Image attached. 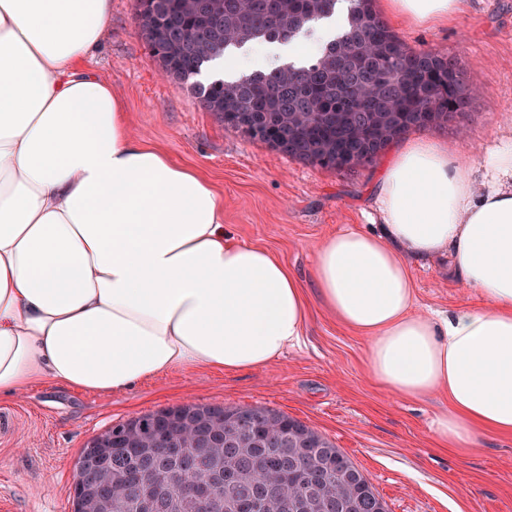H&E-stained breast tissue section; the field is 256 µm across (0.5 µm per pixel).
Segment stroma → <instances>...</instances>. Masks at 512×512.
Here are the masks:
<instances>
[{
	"instance_id": "35a3bbf8",
	"label": "stroma",
	"mask_w": 512,
	"mask_h": 512,
	"mask_svg": "<svg viewBox=\"0 0 512 512\" xmlns=\"http://www.w3.org/2000/svg\"><path fill=\"white\" fill-rule=\"evenodd\" d=\"M408 47L458 59L480 88L457 123L435 130L451 151L470 155L476 184L485 160L512 140V0H465L448 26L392 23ZM86 68L109 81L134 133L196 169L224 204V227L273 251L303 284L318 246L344 227L378 231L376 187L398 147L353 171L289 159L226 129L181 83L164 79L134 19V0H112L108 32ZM416 310L451 311L477 297L436 257L412 269ZM370 340L309 300L300 348L265 366L227 374L187 369L125 392H95L50 381L0 400V512H72L81 448L113 425L181 404L266 406L313 427L340 448L385 500L388 512H512V435L473 448L441 446L430 419L441 394L403 399L368 370Z\"/></svg>"
}]
</instances>
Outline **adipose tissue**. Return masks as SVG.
Masks as SVG:
<instances>
[{
  "label": "adipose tissue",
  "mask_w": 512,
  "mask_h": 512,
  "mask_svg": "<svg viewBox=\"0 0 512 512\" xmlns=\"http://www.w3.org/2000/svg\"><path fill=\"white\" fill-rule=\"evenodd\" d=\"M112 0H0V397L44 381L123 392L190 368L238 373L302 341L308 300L270 251L224 229L210 184L146 145L111 83L83 69ZM461 0H383L384 15L447 25ZM475 191L469 156L420 135L376 202L380 233L347 228L312 286L368 336L372 380L439 392L451 448L512 434V144ZM448 252L477 309L415 312L412 267Z\"/></svg>",
  "instance_id": "adipose-tissue-1"
}]
</instances>
